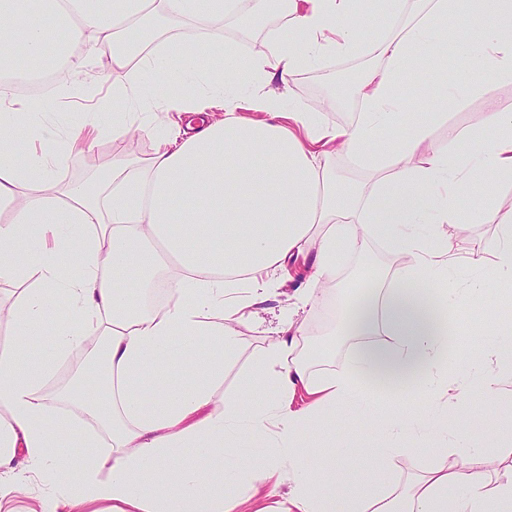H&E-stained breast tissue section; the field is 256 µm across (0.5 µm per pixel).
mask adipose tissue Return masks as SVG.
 <instances>
[{
    "label": "adipose tissue",
    "instance_id": "adipose-tissue-1",
    "mask_svg": "<svg viewBox=\"0 0 512 512\" xmlns=\"http://www.w3.org/2000/svg\"><path fill=\"white\" fill-rule=\"evenodd\" d=\"M359 0H0V77L23 65L38 68L54 45L68 78L50 94L0 108V282L32 281L8 307L15 346L0 353V500L21 492L17 463L37 476L59 474L62 448L82 449V462L60 494L67 512L108 502L112 512H234L262 493L285 466L296 465L302 431H327L336 411L363 405L379 380L420 376L439 402L466 396L465 371L448 356L445 315L463 313L485 289L512 292V204L497 190L512 186V113L491 110L473 125L433 137L440 114L418 113L403 135L390 138L401 109L395 88L418 61L439 67L438 47L454 40L448 17L468 3L476 30L457 42L468 65L512 81V0H383L377 14L392 25L366 38ZM277 8L280 26L246 58L216 28L227 16ZM208 24L204 45L160 39L152 19ZM455 41V40H454ZM105 47L112 65L103 79L111 106L84 114L61 138L48 122L61 103L85 97L77 75L87 50ZM370 55L352 89L356 119L332 126L290 95L297 75L330 56ZM178 61L182 96L171 100L165 82ZM223 109L214 119L206 104ZM185 114L186 124L160 122L158 113ZM26 126L37 147L17 164L15 132ZM137 130L156 150L146 166L116 158L103 178L55 188V171L76 145ZM362 163L371 185L350 196L336 189L335 155ZM494 175L486 185L484 171ZM492 224L498 245L489 268L473 261L478 277L452 285L467 251L447 227ZM380 239L402 255L378 277L344 322L358 337L343 371L315 370L297 350L301 334L288 322L252 366L249 402L225 400L213 409L224 366L237 353L236 327L264 300L271 272L309 262L311 285L334 278L336 257ZM77 267L74 277L64 268ZM164 274L171 297L161 307L140 305L117 284L119 276L149 288ZM432 277L431 295L416 284ZM65 300L68 319L50 346L32 351L26 339L43 335ZM383 331L384 342L368 336ZM106 340L102 390L76 382L52 393L59 364L90 337ZM181 364L180 380L163 378ZM273 392H265V385ZM305 392L311 401L297 408ZM433 425L406 414L398 434L378 418L379 447L359 466L405 452ZM275 448L261 469L239 462V484H229L221 459L242 442ZM111 444L110 461L98 450ZM193 457L185 465V457ZM344 495L348 512H363L361 495L322 467L314 480L294 477L279 512H331ZM370 512H512V477L489 486L484 474L438 469L412 476L400 488L374 485Z\"/></svg>",
    "mask_w": 512,
    "mask_h": 512
}]
</instances>
